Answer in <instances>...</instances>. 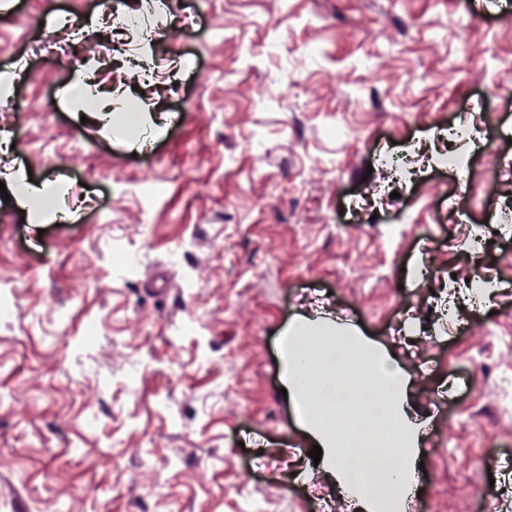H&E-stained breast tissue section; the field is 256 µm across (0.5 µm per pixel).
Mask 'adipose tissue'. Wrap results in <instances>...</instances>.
<instances>
[{
    "mask_svg": "<svg viewBox=\"0 0 512 512\" xmlns=\"http://www.w3.org/2000/svg\"><path fill=\"white\" fill-rule=\"evenodd\" d=\"M288 360L285 364L283 386L288 397L306 405L302 423L308 434L322 449L321 462L356 499L363 512H378L377 495L361 481L349 466L352 448H392L396 464L406 478L394 482V508H402L409 494L408 477L414 472L419 427L407 412L408 381L401 370L381 350L354 330L329 321L299 319L288 329ZM356 347L368 354L372 361L374 383L364 394L349 393L341 385L337 353ZM318 374L324 399L312 405L308 380ZM384 397L383 411L377 416V428L371 439L356 438L355 423L348 416L354 405L369 407L373 398Z\"/></svg>",
    "mask_w": 512,
    "mask_h": 512,
    "instance_id": "adipose-tissue-1",
    "label": "adipose tissue"
}]
</instances>
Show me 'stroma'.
Listing matches in <instances>:
<instances>
[{"instance_id": "stroma-1", "label": "stroma", "mask_w": 512, "mask_h": 512, "mask_svg": "<svg viewBox=\"0 0 512 512\" xmlns=\"http://www.w3.org/2000/svg\"><path fill=\"white\" fill-rule=\"evenodd\" d=\"M51 35L115 45L92 79L121 111L61 97L83 58L34 54ZM3 70L0 182L25 170L58 196L39 221L0 201V512H356L281 392L301 317L406 373L425 469L407 512H469L493 476L486 512H512V233L487 210L512 203V5L115 0L106 18L99 0H0ZM465 108L476 136L443 135ZM409 140L470 158L467 190L368 173ZM475 225L499 290L456 298L449 333L437 298L471 278Z\"/></svg>"}]
</instances>
